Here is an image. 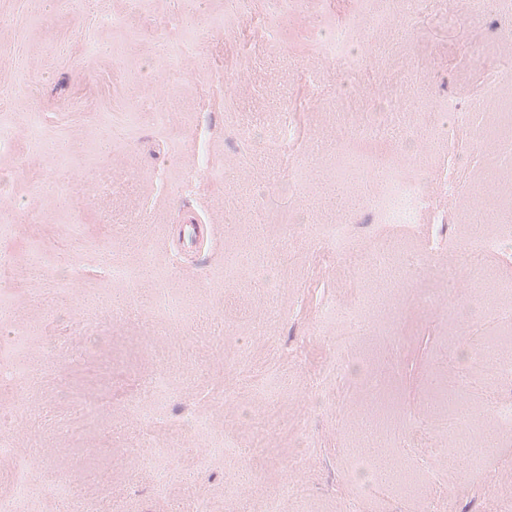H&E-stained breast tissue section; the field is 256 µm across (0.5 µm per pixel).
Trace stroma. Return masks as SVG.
I'll return each mask as SVG.
<instances>
[{"label": "stroma", "mask_w": 512, "mask_h": 512, "mask_svg": "<svg viewBox=\"0 0 512 512\" xmlns=\"http://www.w3.org/2000/svg\"><path fill=\"white\" fill-rule=\"evenodd\" d=\"M357 0H320L257 30L228 0H202L188 20L181 0H0V84L15 95L0 101V252L20 271L0 281L13 327H0V345L14 326L56 339L54 354L32 346L33 377L0 394L16 412L12 430L32 449L41 512L60 501L48 484L57 469L76 465L91 480L109 476L124 512H169L157 500L152 470L172 471L171 500L212 497L220 512H255L257 490L275 492L305 482L309 497L285 512H512V437L488 447L481 465H458L451 440L427 410L440 365H447L457 399L483 421L491 404H512V388L487 394L462 386L463 362L448 354L455 328L475 344L512 322V260L494 251L480 259L489 287H448V268L460 237L473 236L471 212L491 214L487 234L512 236V212L500 201L512 190L495 147L493 126L512 82H491L470 62L469 49L486 47L512 73V30L501 0H455L447 13L410 11L399 4L385 29L362 15L350 71L325 56L314 40L325 28L345 31ZM190 39L192 55L174 63L160 41ZM387 101L400 115L380 152L399 179L426 178L432 193L413 223L387 224L371 209L374 168L343 179L352 129L368 130L370 107ZM290 110L295 129L288 150L273 146L277 116ZM155 112L168 113L164 124ZM470 116L452 125L454 113ZM31 129L23 139L19 130ZM252 130L244 140L243 130ZM406 133L413 155L398 149ZM68 145L57 153L56 142ZM325 152H318V144ZM312 231L288 239L291 209ZM351 226V252L371 259L384 241L396 247L395 273L363 268L354 279L328 266L319 244L332 225ZM211 233L184 239L182 227ZM76 250V275L53 277L56 253ZM37 251L42 280L29 277ZM136 271L112 278L113 265ZM281 281L276 293L259 288L256 265ZM451 300H444V293ZM185 310L171 321L154 294ZM124 301L131 314L115 312ZM479 303L500 317L453 323L449 305ZM360 315L356 342L342 356L356 359L355 378H335L323 404L314 396L334 352L324 331H344L340 315ZM92 324L106 343L87 344L74 323ZM177 342L166 357L167 384L150 389L156 363L151 344ZM244 348L247 372L227 352ZM272 406L287 421L260 435L240 422L243 411ZM160 421L167 456L142 453L136 410ZM214 416L223 435L254 449L248 463L233 454L197 472L206 438L180 436L179 423ZM426 423L435 449L404 446ZM383 429L382 447L362 443L365 425ZM306 430L314 458L299 461L294 435ZM255 474L257 483L241 479Z\"/></svg>", "instance_id": "1"}]
</instances>
